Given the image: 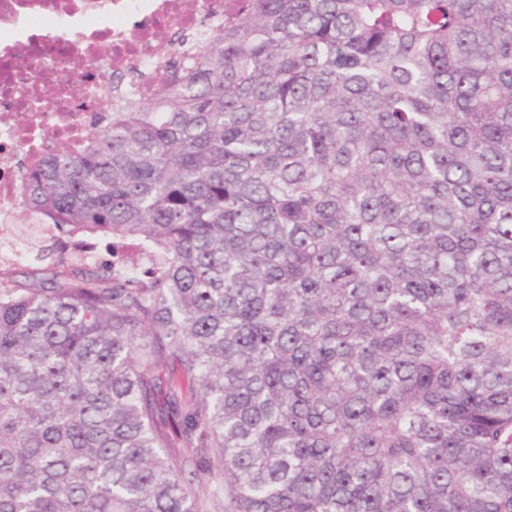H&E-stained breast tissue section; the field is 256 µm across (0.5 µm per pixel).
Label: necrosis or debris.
I'll list each match as a JSON object with an SVG mask.
<instances>
[{
  "label": "necrosis or debris",
  "mask_w": 512,
  "mask_h": 512,
  "mask_svg": "<svg viewBox=\"0 0 512 512\" xmlns=\"http://www.w3.org/2000/svg\"><path fill=\"white\" fill-rule=\"evenodd\" d=\"M223 24L224 0H0V223L28 171L83 149L115 82L141 91L179 36Z\"/></svg>",
  "instance_id": "obj_1"
}]
</instances>
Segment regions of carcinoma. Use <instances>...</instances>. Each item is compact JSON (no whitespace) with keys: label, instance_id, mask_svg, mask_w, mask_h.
Here are the masks:
<instances>
[{"label":"carcinoma","instance_id":"1","mask_svg":"<svg viewBox=\"0 0 512 512\" xmlns=\"http://www.w3.org/2000/svg\"><path fill=\"white\" fill-rule=\"evenodd\" d=\"M22 207L0 512H512V0H224ZM92 242L97 244L94 254L100 262L117 263L134 253L131 241L115 242L112 244L111 238H98L93 239Z\"/></svg>","mask_w":512,"mask_h":512}]
</instances>
